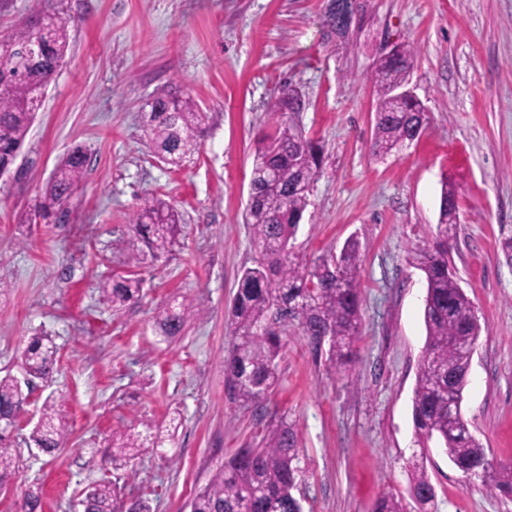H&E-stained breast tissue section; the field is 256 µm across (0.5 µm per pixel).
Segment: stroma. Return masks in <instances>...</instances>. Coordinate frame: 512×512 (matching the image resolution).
I'll return each mask as SVG.
<instances>
[{
	"label": "stroma",
	"mask_w": 512,
	"mask_h": 512,
	"mask_svg": "<svg viewBox=\"0 0 512 512\" xmlns=\"http://www.w3.org/2000/svg\"><path fill=\"white\" fill-rule=\"evenodd\" d=\"M71 16L70 49L46 89L10 172L0 176V375L45 333L58 348L14 432L20 477L0 495L17 512L43 489V512H73L91 485L112 481L152 512H190L198 489L237 449L258 444L269 419L297 424L295 496L304 512H374L384 493L406 512H512V498L469 479L438 448H420L412 395L426 342V281L409 250L433 238L442 181L458 191L450 259L482 327L462 413L494 465L512 464V0H368L365 23L331 44L326 0H43ZM416 54L406 90L424 105L422 135L386 157L371 149L385 44ZM302 90L294 122L322 149L294 242L303 259L363 250L361 335L339 365L314 351L298 322L282 336L279 385L263 410L234 403L224 377L226 317L258 252L244 214L252 159L276 119L283 83ZM188 95L209 115L197 152L170 168L146 148L142 112L161 94ZM87 157L63 222L37 217L55 166ZM174 205L183 232L146 258L143 297L112 308L102 280L130 269L132 225L151 197ZM173 301L200 309L183 336L153 317ZM63 395L71 435L50 454L29 444L40 408ZM177 417L174 436L120 465L104 464L115 430ZM436 489L420 507L415 463Z\"/></svg>",
	"instance_id": "obj_1"
}]
</instances>
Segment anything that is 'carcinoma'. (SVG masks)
<instances>
[{"mask_svg": "<svg viewBox=\"0 0 512 512\" xmlns=\"http://www.w3.org/2000/svg\"><path fill=\"white\" fill-rule=\"evenodd\" d=\"M329 0L324 19L327 41L347 39L362 27L367 0H358L357 17L343 22ZM47 19L49 34L31 56L22 50L31 44L32 23L22 22L8 40L13 53L0 57V173L13 165L35 118L34 97L55 78L70 47L71 18L59 13H36ZM412 58L405 45L376 61L371 79L376 92L372 149L387 155L418 138L426 122L423 104L408 94L399 96ZM143 124L149 146L159 161L180 166L198 150L197 138L205 129L206 113L190 97L156 96L146 103ZM303 108L301 90L285 83L270 105V112L284 118ZM324 165L318 146L281 122L256 149L251 179V198L245 212L260 259L243 270L229 314L232 343L224 357V373L234 402L258 408L278 383L277 359L280 336L288 317L298 319L315 350L328 337L329 360L345 357L359 334L360 299L358 276L360 243L348 239L339 254L313 264L294 257L292 248L316 176ZM86 156L78 149L56 166L40 203L43 217L62 209L85 178ZM455 186L443 182L439 219L432 245L410 252L411 264L424 272L426 296L424 323L426 347L416 377L412 398V420L418 442L442 449L460 471L476 477L491 490L512 495V466L493 467L482 444L469 428L448 430V390H464L471 363L470 347L481 335L475 307L460 287L450 265V233L458 223ZM177 209L162 198L146 203L135 219L137 240L144 248L131 254V262L169 251L181 234ZM143 280L135 273L106 280L101 292L117 308L142 297ZM200 312L190 306L169 304L159 310L155 324L162 336L183 335L188 321ZM57 349L52 338L40 334L30 338L21 353L22 372L33 379L48 375ZM23 383L12 374L0 377V490L9 489L19 474V458L11 432L27 403ZM69 425L54 400H46L31 440L47 450L65 446ZM158 447L150 433L123 432L112 435L108 460L114 464L130 460L145 448ZM299 476L296 423L280 417L271 420L257 447L238 449L194 496L191 512H302L293 495ZM413 494L422 506L433 501L435 492L424 468H415ZM80 505L83 512H150L142 499L124 502L112 482L89 487ZM41 491L24 492L21 512H39Z\"/></svg>", "mask_w": 512, "mask_h": 512, "instance_id": "obj_1", "label": "carcinoma"}]
</instances>
